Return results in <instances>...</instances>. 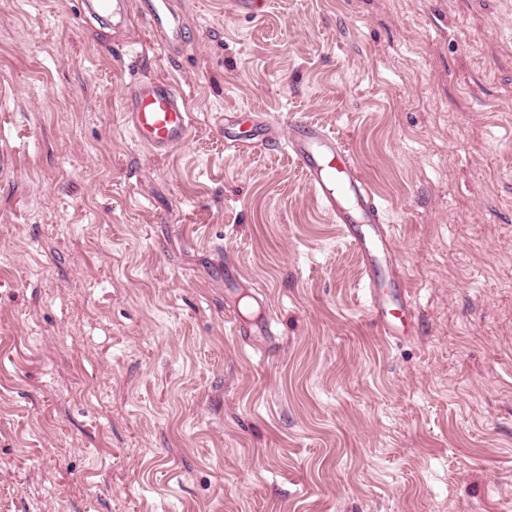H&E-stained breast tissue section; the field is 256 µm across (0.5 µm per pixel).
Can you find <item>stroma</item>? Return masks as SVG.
Segmentation results:
<instances>
[{
	"label": "stroma",
	"mask_w": 512,
	"mask_h": 512,
	"mask_svg": "<svg viewBox=\"0 0 512 512\" xmlns=\"http://www.w3.org/2000/svg\"><path fill=\"white\" fill-rule=\"evenodd\" d=\"M172 5L169 56L0 0V512H512V0ZM145 73L193 115L162 155ZM242 112L345 145L412 336L290 154L225 146ZM122 114L136 139L158 154L188 138L191 118L186 99L161 77L144 74L126 86Z\"/></svg>",
	"instance_id": "1"
}]
</instances>
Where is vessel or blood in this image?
Wrapping results in <instances>:
<instances>
[{
    "label": "vessel or blood",
    "instance_id": "1",
    "mask_svg": "<svg viewBox=\"0 0 512 512\" xmlns=\"http://www.w3.org/2000/svg\"><path fill=\"white\" fill-rule=\"evenodd\" d=\"M138 12L150 32L160 37L166 53L175 52L185 41L182 23L169 0H139ZM123 121L142 145L159 154L185 143L191 124L181 92L166 79L146 74L125 88ZM224 140L238 150L256 144L273 149L280 145L271 125L252 119L225 127ZM287 145L325 211L345 226L362 256L373 320L384 335H407L415 312L396 274L380 205L356 174L348 150L322 128L298 120L289 124Z\"/></svg>",
    "mask_w": 512,
    "mask_h": 512
}]
</instances>
